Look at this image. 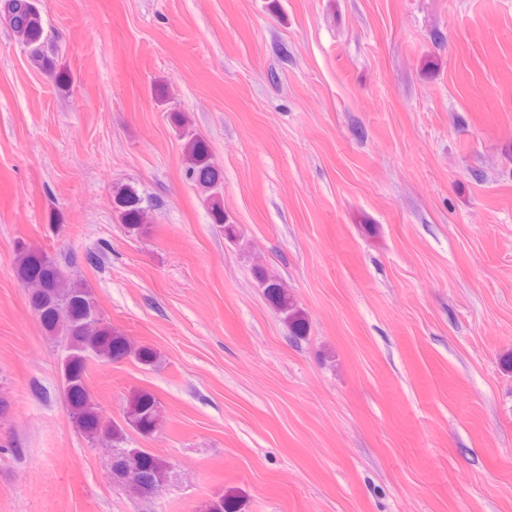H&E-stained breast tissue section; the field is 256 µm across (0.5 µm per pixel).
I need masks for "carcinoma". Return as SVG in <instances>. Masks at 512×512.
Returning a JSON list of instances; mask_svg holds the SVG:
<instances>
[{
  "instance_id": "1",
  "label": "carcinoma",
  "mask_w": 512,
  "mask_h": 512,
  "mask_svg": "<svg viewBox=\"0 0 512 512\" xmlns=\"http://www.w3.org/2000/svg\"><path fill=\"white\" fill-rule=\"evenodd\" d=\"M0 10L15 13L11 32L29 53L31 63L42 70L54 68V62L44 52L42 0H0ZM184 154L188 172L204 194V202L214 223L224 225L223 177L213 162L207 143L193 130L183 128ZM115 204L128 232L143 230L144 207L138 193L129 187L115 195ZM72 259L53 258L43 252L19 244L15 249L13 273L25 290L29 306L46 335L62 344L61 369L63 402L79 433L92 444L109 445L114 450L112 470L137 468L159 487L168 477L167 462L142 450L127 453L126 430L143 435L152 434L161 422L158 400L148 391H136L126 400L122 423L105 416L93 399L87 384L91 362H116L133 358L151 365L157 352L146 345L135 346L121 331L112 327L102 316H94L98 304L94 292L70 274ZM256 277L276 310L288 321L293 337L306 335L307 321L288 289L263 271Z\"/></svg>"
}]
</instances>
